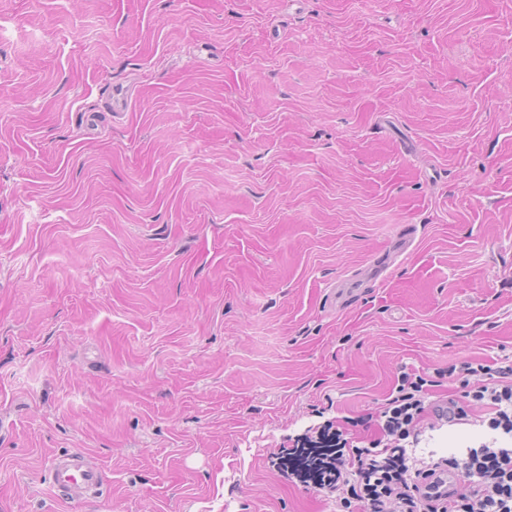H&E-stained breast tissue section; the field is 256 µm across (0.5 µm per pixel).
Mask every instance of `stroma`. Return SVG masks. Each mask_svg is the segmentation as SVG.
Returning <instances> with one entry per match:
<instances>
[{
	"label": "stroma",
	"instance_id": "obj_1",
	"mask_svg": "<svg viewBox=\"0 0 512 512\" xmlns=\"http://www.w3.org/2000/svg\"><path fill=\"white\" fill-rule=\"evenodd\" d=\"M505 354L512 0H0V512H336L270 455ZM48 477L54 494L66 500H93L102 492V467L83 449L48 460Z\"/></svg>",
	"mask_w": 512,
	"mask_h": 512
}]
</instances>
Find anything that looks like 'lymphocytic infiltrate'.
<instances>
[{
    "mask_svg": "<svg viewBox=\"0 0 512 512\" xmlns=\"http://www.w3.org/2000/svg\"><path fill=\"white\" fill-rule=\"evenodd\" d=\"M446 379L460 385L452 405L462 417L485 410L489 427L512 437V360L469 358L431 375L400 371L374 418L379 436L371 446L330 422L281 449L276 468L335 495L340 512H446L421 486L435 475L431 462L414 453L428 415L427 395ZM446 463L458 473L447 512H512V448L482 443Z\"/></svg>",
    "mask_w": 512,
    "mask_h": 512,
    "instance_id": "obj_1",
    "label": "lymphocytic infiltrate"
}]
</instances>
